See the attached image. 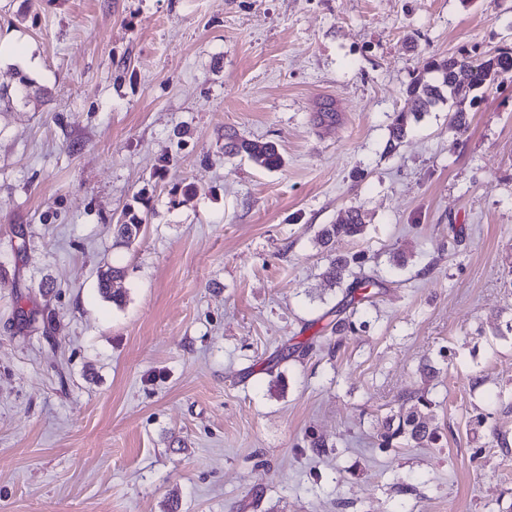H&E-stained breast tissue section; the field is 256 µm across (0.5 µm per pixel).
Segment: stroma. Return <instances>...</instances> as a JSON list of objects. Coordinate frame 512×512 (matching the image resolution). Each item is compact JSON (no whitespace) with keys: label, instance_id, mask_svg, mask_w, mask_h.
<instances>
[{"label":"stroma","instance_id":"obj_1","mask_svg":"<svg viewBox=\"0 0 512 512\" xmlns=\"http://www.w3.org/2000/svg\"><path fill=\"white\" fill-rule=\"evenodd\" d=\"M504 46L512 0H0L46 91L0 109V512H512V73L385 149L428 58ZM420 392L437 443L379 447ZM224 139V152L227 154L245 153L251 161L265 169H274L281 165L280 155L271 143L241 140L236 132L225 133ZM146 217H140L137 212L131 208L126 209L121 217L119 224H114L115 245H131L139 236ZM366 224L360 209H351L344 221L336 224H325L318 231L317 241L323 247L331 250L336 240L341 238H360L365 231ZM365 260V255L363 254H355L351 258L335 256L328 262V265L322 273V277L330 283L331 286H343L346 280L353 275L351 266L357 265L360 267ZM125 275L123 268L117 266H107L100 269L98 274V289L102 296L116 305H121L123 302V294L119 290L112 288V282L121 280Z\"/></svg>","mask_w":512,"mask_h":512}]
</instances>
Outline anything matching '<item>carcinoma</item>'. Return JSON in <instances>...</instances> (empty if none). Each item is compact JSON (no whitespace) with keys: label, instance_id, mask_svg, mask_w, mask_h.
<instances>
[{"label":"carcinoma","instance_id":"obj_1","mask_svg":"<svg viewBox=\"0 0 512 512\" xmlns=\"http://www.w3.org/2000/svg\"><path fill=\"white\" fill-rule=\"evenodd\" d=\"M425 71L432 78L425 81L414 80L406 89L407 96L413 101L414 109L410 112L395 114L389 129L386 144L388 151L395 150L405 139L412 122L430 108L446 101V97L463 101L467 98L476 100L473 93L492 84L503 73L512 72V49L499 48L491 54L473 56L462 50L448 57L433 58L426 62ZM17 82L14 89L0 88V104L10 105L17 97H30L33 81L22 70H16ZM224 152L230 155L246 154L256 165L265 169H274L281 165V158L275 146L268 142L241 140L234 132L224 136ZM145 218L132 209L123 212L120 223L115 225L116 243L129 246L139 236ZM366 224L358 208L350 210L347 218L336 224H325L318 231L317 241L323 247L332 249L336 240L341 238L357 239L365 231ZM365 255L356 254L350 258L334 257L325 267L322 277L332 286H346L347 289L366 288L370 281L352 277L351 266H362ZM124 269L108 266L99 271L98 289L102 296L116 305L123 302V294L112 288V282L124 277ZM432 406V400L420 394L416 404L408 411L390 418L385 422L377 436L380 446L390 448L398 443L406 447L422 448L435 444L438 436L430 429L429 419L422 410Z\"/></svg>","mask_w":512,"mask_h":512}]
</instances>
